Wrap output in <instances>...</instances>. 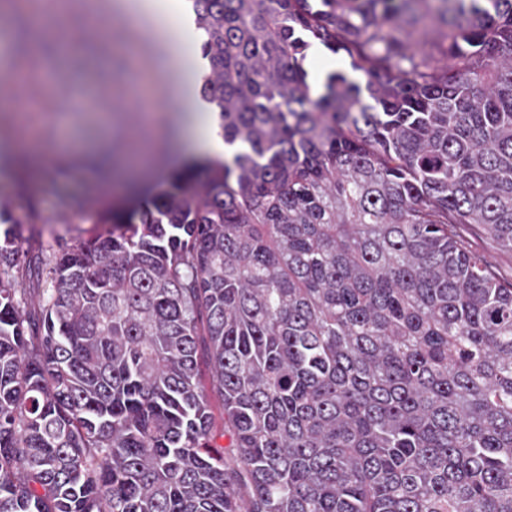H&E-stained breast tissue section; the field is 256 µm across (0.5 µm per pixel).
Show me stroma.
I'll return each mask as SVG.
<instances>
[{"instance_id":"obj_1","label":"stroma","mask_w":512,"mask_h":512,"mask_svg":"<svg viewBox=\"0 0 512 512\" xmlns=\"http://www.w3.org/2000/svg\"><path fill=\"white\" fill-rule=\"evenodd\" d=\"M109 0H67L63 36L67 60L55 46L23 54L16 26L0 29V102L18 105L0 121V134L32 138L46 157L40 168L25 159L0 156L14 180L0 181V193L15 195V236L21 258L34 261L52 248L74 245L91 230V218L116 196L93 159L114 151L123 162L128 144L146 140L155 165L175 151L178 101L162 66L168 49L160 28L116 19ZM100 27L95 41L84 38ZM25 175L28 189L16 177Z\"/></svg>"}]
</instances>
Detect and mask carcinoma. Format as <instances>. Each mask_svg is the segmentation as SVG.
<instances>
[{
	"label": "carcinoma",
	"instance_id": "carcinoma-1",
	"mask_svg": "<svg viewBox=\"0 0 512 512\" xmlns=\"http://www.w3.org/2000/svg\"><path fill=\"white\" fill-rule=\"evenodd\" d=\"M187 5L224 159L33 309L0 197V512H512V0ZM473 246L480 254L492 261L504 276L512 278V252L503 251L490 238L478 239Z\"/></svg>",
	"mask_w": 512,
	"mask_h": 512
}]
</instances>
